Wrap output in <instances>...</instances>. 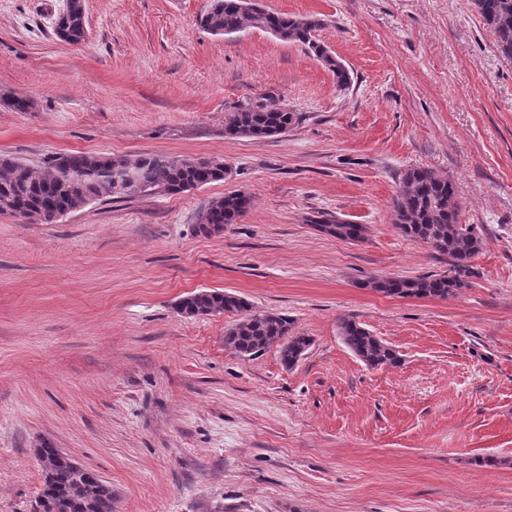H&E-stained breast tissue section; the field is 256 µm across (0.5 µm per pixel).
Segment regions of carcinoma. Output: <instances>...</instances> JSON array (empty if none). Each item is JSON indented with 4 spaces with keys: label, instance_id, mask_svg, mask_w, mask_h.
<instances>
[{
    "label": "carcinoma",
    "instance_id": "obj_1",
    "mask_svg": "<svg viewBox=\"0 0 512 512\" xmlns=\"http://www.w3.org/2000/svg\"><path fill=\"white\" fill-rule=\"evenodd\" d=\"M475 7L495 37L498 51L512 58V0H474ZM85 0H68L55 18L59 40L77 45L86 36ZM200 25L214 35H232L250 26L265 30L279 40L304 46L333 73L336 85L351 83L349 70L314 37L324 26L318 16H291L266 9L262 4L246 9L242 0H210L200 16ZM297 115L269 97L247 103L227 113L224 136L264 138L288 132ZM224 179V163L200 159L189 163L165 154L134 157L76 152L50 158L35 171L10 155H0V214H9L31 224H54L60 217L88 203L119 196L174 195ZM454 186L447 177L425 168H410L401 176L393 200L392 223L410 239L429 245L448 257L446 275L416 279L383 277L368 287L387 296L446 298L470 285L474 275L471 259L482 241L459 224L453 202ZM242 191L211 201L198 218L204 233L234 224L250 206ZM319 229L344 240L363 238L366 228L339 219L317 221ZM177 311L187 316L236 315L238 319L224 336V344L241 357H254L275 346L283 364L293 367L307 352L311 340L292 332V322L280 313H254L246 299L221 291H197L178 301ZM340 335L353 354L370 368L395 365L397 353L377 336L348 318L339 321ZM43 475L31 512H112V486L96 473L77 464L59 448L36 449Z\"/></svg>",
    "mask_w": 512,
    "mask_h": 512
}]
</instances>
